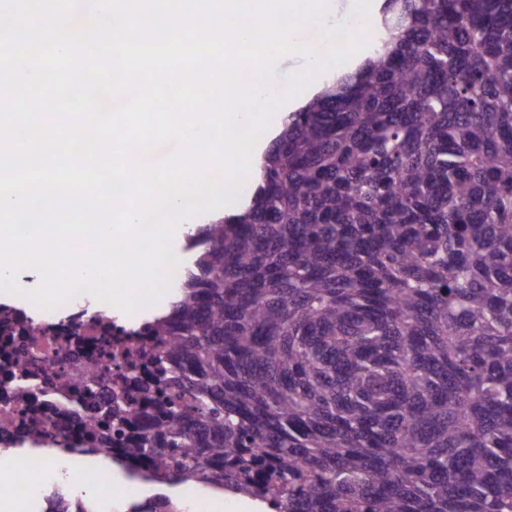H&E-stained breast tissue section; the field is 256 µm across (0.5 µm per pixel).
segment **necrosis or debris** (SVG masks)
Wrapping results in <instances>:
<instances>
[{
  "label": "necrosis or debris",
  "mask_w": 512,
  "mask_h": 512,
  "mask_svg": "<svg viewBox=\"0 0 512 512\" xmlns=\"http://www.w3.org/2000/svg\"><path fill=\"white\" fill-rule=\"evenodd\" d=\"M72 313L0 310V447L10 448L40 431L48 446L65 449L80 482L111 497L112 484L91 463L90 431L105 409L126 398L158 356L152 336L120 330L111 309L88 314L72 300Z\"/></svg>",
  "instance_id": "1"
}]
</instances>
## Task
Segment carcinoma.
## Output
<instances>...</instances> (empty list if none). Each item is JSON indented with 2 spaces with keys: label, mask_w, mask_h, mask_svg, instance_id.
<instances>
[{
  "label": "carcinoma",
  "mask_w": 512,
  "mask_h": 512,
  "mask_svg": "<svg viewBox=\"0 0 512 512\" xmlns=\"http://www.w3.org/2000/svg\"><path fill=\"white\" fill-rule=\"evenodd\" d=\"M365 30L249 201L187 235L142 327L176 394L131 474L274 512H512V0H383ZM201 495H202V497H204L206 499H214L217 497L222 498L224 495L226 503L229 504L228 510L231 512H247V511L268 512V509L264 505L261 504L262 507H260V505H259L260 503L258 504V502L256 503L255 501L252 502V500H249L246 497L230 496L227 492H224V491L214 492L205 486H202ZM244 504L253 505V508H245L243 506Z\"/></svg>",
  "instance_id": "carcinoma-1"
}]
</instances>
